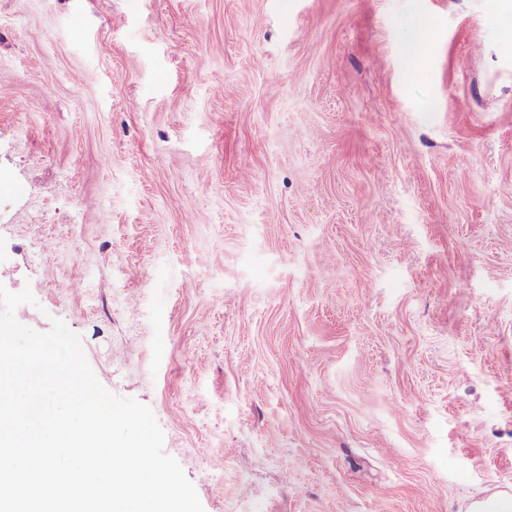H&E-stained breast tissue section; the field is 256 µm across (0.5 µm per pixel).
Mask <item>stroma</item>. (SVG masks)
Instances as JSON below:
<instances>
[{
	"mask_svg": "<svg viewBox=\"0 0 512 512\" xmlns=\"http://www.w3.org/2000/svg\"><path fill=\"white\" fill-rule=\"evenodd\" d=\"M495 6L0 0V285L152 409L204 512L512 488ZM405 25L414 43L422 44L431 39L433 34L432 20L423 14H414L405 21Z\"/></svg>",
	"mask_w": 512,
	"mask_h": 512,
	"instance_id": "35a3bbf8",
	"label": "stroma"
}]
</instances>
